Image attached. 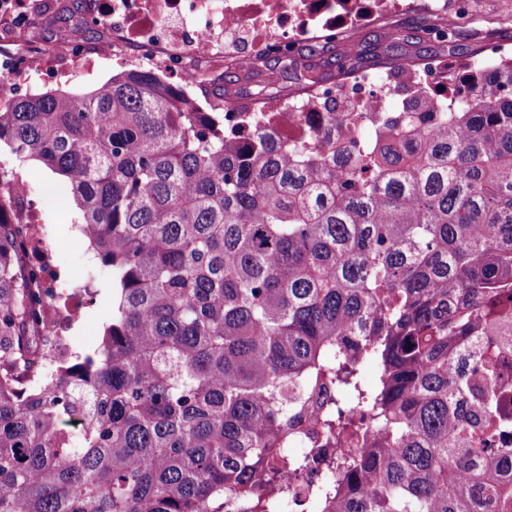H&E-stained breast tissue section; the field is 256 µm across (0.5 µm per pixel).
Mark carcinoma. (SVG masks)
I'll return each mask as SVG.
<instances>
[{"mask_svg": "<svg viewBox=\"0 0 512 512\" xmlns=\"http://www.w3.org/2000/svg\"><path fill=\"white\" fill-rule=\"evenodd\" d=\"M459 36L425 23L374 65L406 75ZM323 53L236 69L224 101L325 83ZM445 65L441 98L335 101L286 143L262 116L235 142L136 68L0 111V143L64 178L112 274L100 345L42 368L0 223V512H512V53Z\"/></svg>", "mask_w": 512, "mask_h": 512, "instance_id": "cac0c4a2", "label": "carcinoma"}]
</instances>
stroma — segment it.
<instances>
[{"mask_svg":"<svg viewBox=\"0 0 512 512\" xmlns=\"http://www.w3.org/2000/svg\"><path fill=\"white\" fill-rule=\"evenodd\" d=\"M60 2V8L28 34L31 42L29 68H37L42 57L52 51H65L73 55L85 53L87 66L74 72L66 83L67 88L83 91L108 80L117 68L145 67V60L138 55L128 56L122 65H115L111 53L104 49L107 35L98 27H86L80 44L64 42V31L76 20L82 19L88 8V0ZM17 172L42 206V230L60 246L57 261L72 273L70 288L86 286L90 289L89 301L81 309L87 318V325L77 332L73 350L84 353L95 349L105 325L112 319V278L106 268L94 259L87 241L82 239L78 229L82 213L66 192L61 178L36 161L18 165Z\"/></svg>","mask_w":512,"mask_h":512,"instance_id":"obj_1","label":"stroma"}]
</instances>
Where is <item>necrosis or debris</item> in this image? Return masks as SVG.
<instances>
[{
	"label": "necrosis or debris",
	"instance_id": "4bbe7bcc",
	"mask_svg": "<svg viewBox=\"0 0 512 512\" xmlns=\"http://www.w3.org/2000/svg\"><path fill=\"white\" fill-rule=\"evenodd\" d=\"M379 6L368 0H93L88 22L112 37L113 52L136 47L186 86H196L202 63L234 62L249 65L286 51L303 40H334L364 20L379 17ZM26 42L21 31L0 42V69L19 84L56 83L69 76L81 60L66 53L46 55L38 71L26 69ZM389 75L359 74L337 86H323L314 97L344 100L358 112L380 111L390 96ZM310 97L288 98L287 108H272L263 101L231 107L225 119L239 135L251 133L250 116L263 115L279 134L288 137L302 128L310 112ZM38 203L25 181L14 174L12 156H0V222L18 225L23 239L24 274L40 300V318L49 333L46 345L51 363L72 355L71 332L80 320L78 307L59 304L69 274L53 262L55 244L35 225Z\"/></svg>",
	"mask_w": 512,
	"mask_h": 512
}]
</instances>
